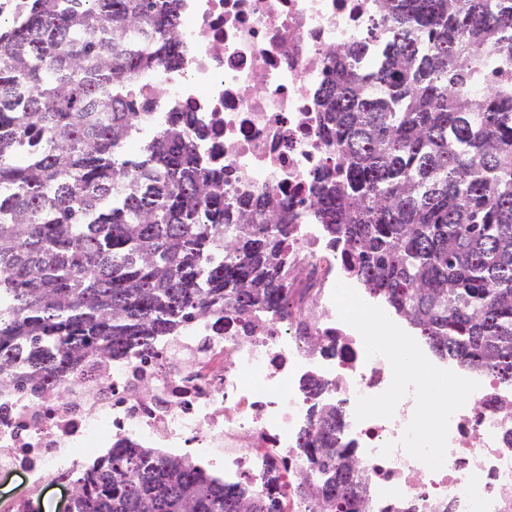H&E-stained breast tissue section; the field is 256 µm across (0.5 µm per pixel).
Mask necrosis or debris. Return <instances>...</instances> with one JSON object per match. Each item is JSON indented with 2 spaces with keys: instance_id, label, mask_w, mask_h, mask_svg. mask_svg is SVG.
<instances>
[{
  "instance_id": "4bbe7bcc",
  "label": "necrosis or debris",
  "mask_w": 512,
  "mask_h": 512,
  "mask_svg": "<svg viewBox=\"0 0 512 512\" xmlns=\"http://www.w3.org/2000/svg\"><path fill=\"white\" fill-rule=\"evenodd\" d=\"M180 67L145 82L150 114L195 112L208 125L213 165L229 194L270 190L307 210L315 169L329 148L319 136L321 54L371 40L376 0H185ZM290 311L253 312L225 325L194 321L159 337L155 351L85 363L76 379L45 386L39 401L13 393L0 416V476L21 474L26 497L68 492L82 469L127 440L187 457L268 495L275 463L302 470L297 448L313 404L307 378L344 412L369 500L380 512H512V382L470 372L480 387L451 418L448 457L429 470L399 440L415 409L404 397L390 419L356 421V401L384 392L389 362L367 357L332 294L354 285L322 225L304 218L288 243Z\"/></svg>"
}]
</instances>
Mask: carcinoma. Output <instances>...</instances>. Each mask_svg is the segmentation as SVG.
Instances as JSON below:
<instances>
[{
	"label": "carcinoma",
	"instance_id": "cac0c4a2",
	"mask_svg": "<svg viewBox=\"0 0 512 512\" xmlns=\"http://www.w3.org/2000/svg\"><path fill=\"white\" fill-rule=\"evenodd\" d=\"M379 2L376 44L325 56L329 156L307 216L436 355L512 382V0ZM180 8L23 0L0 28V379L32 400L193 320L287 312L294 205L224 192L193 112L143 137L142 80L180 63ZM307 388L293 493L315 512H366L342 413L319 381ZM75 497L77 512H284L123 442Z\"/></svg>",
	"mask_w": 512,
	"mask_h": 512
}]
</instances>
